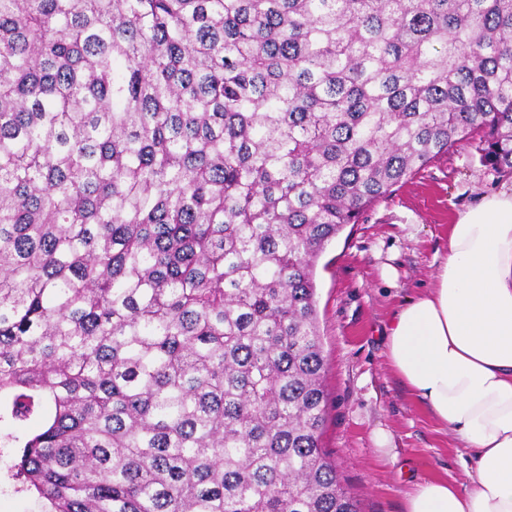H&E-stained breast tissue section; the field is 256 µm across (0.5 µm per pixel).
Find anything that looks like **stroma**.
I'll list each match as a JSON object with an SVG mask.
<instances>
[{
	"mask_svg": "<svg viewBox=\"0 0 512 512\" xmlns=\"http://www.w3.org/2000/svg\"><path fill=\"white\" fill-rule=\"evenodd\" d=\"M466 142L439 155L411 180L367 209L326 247L316 265L317 312L329 393L322 435L339 464L344 489L361 512H404L419 482L463 476L447 432L388 368L385 330L406 298L427 288L448 248L457 211L503 183ZM0 394V512H53L51 503L18 473L25 440L53 412L41 402L15 419ZM392 436L391 453L374 443Z\"/></svg>",
	"mask_w": 512,
	"mask_h": 512,
	"instance_id": "1",
	"label": "stroma"
}]
</instances>
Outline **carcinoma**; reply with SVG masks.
Returning <instances> with one entry per match:
<instances>
[{
  "mask_svg": "<svg viewBox=\"0 0 512 512\" xmlns=\"http://www.w3.org/2000/svg\"><path fill=\"white\" fill-rule=\"evenodd\" d=\"M468 139L512 0H0V393L55 512H359L315 266Z\"/></svg>",
  "mask_w": 512,
  "mask_h": 512,
  "instance_id": "cac0c4a2",
  "label": "carcinoma"
}]
</instances>
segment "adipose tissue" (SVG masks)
<instances>
[{"label":"adipose tissue","instance_id":"obj_1","mask_svg":"<svg viewBox=\"0 0 512 512\" xmlns=\"http://www.w3.org/2000/svg\"><path fill=\"white\" fill-rule=\"evenodd\" d=\"M385 346L466 462L461 481L416 485L405 512H512V183L458 212L430 286L393 313Z\"/></svg>","mask_w":512,"mask_h":512}]
</instances>
